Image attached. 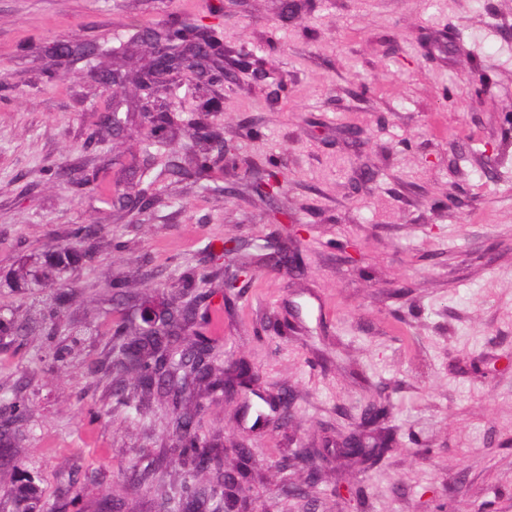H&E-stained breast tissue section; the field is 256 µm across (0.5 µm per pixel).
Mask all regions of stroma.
Wrapping results in <instances>:
<instances>
[{"label": "stroma", "mask_w": 512, "mask_h": 512, "mask_svg": "<svg viewBox=\"0 0 512 512\" xmlns=\"http://www.w3.org/2000/svg\"><path fill=\"white\" fill-rule=\"evenodd\" d=\"M0 0V512L25 478L33 512H156L187 479L223 492L249 450L234 512H512V0ZM203 21L232 76L159 99L172 136L151 146L133 84L105 87L46 48H123L101 69L147 65L142 31ZM119 105L120 135L100 124ZM205 122L236 149L209 179L173 172ZM353 129L361 138L350 137ZM279 164L274 203L244 174ZM137 173L149 205L112 209ZM300 229L298 270L265 266ZM90 229L72 295L41 318L8 277L30 255ZM256 268L222 300L227 240ZM208 270V282L197 274ZM126 292L152 306L223 302L213 362L243 360L257 392L190 398L217 467L173 455L171 411L117 373ZM291 394L288 424L269 398ZM389 409L381 461L328 445L368 401ZM23 413L12 412V403ZM322 449L309 482L295 448ZM455 494L443 498L444 484Z\"/></svg>", "instance_id": "obj_1"}]
</instances>
